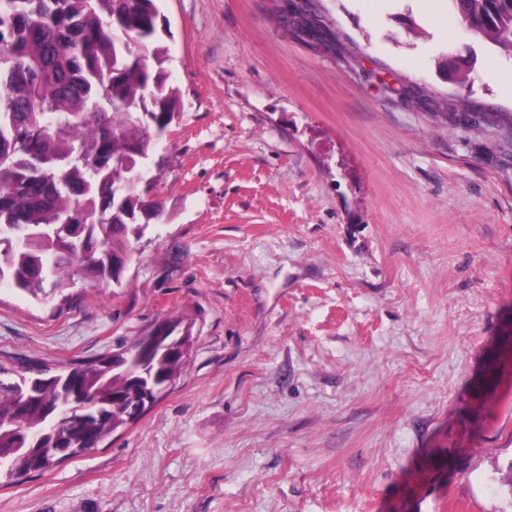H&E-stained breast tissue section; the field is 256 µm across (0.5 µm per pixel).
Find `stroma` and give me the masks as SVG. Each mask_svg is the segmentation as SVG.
I'll use <instances>...</instances> for the list:
<instances>
[{
    "label": "stroma",
    "instance_id": "obj_1",
    "mask_svg": "<svg viewBox=\"0 0 512 512\" xmlns=\"http://www.w3.org/2000/svg\"><path fill=\"white\" fill-rule=\"evenodd\" d=\"M292 4L327 37L283 0H161L167 218L122 291L0 290V365L169 320L194 344L137 424L0 512H512V57L446 0Z\"/></svg>",
    "mask_w": 512,
    "mask_h": 512
}]
</instances>
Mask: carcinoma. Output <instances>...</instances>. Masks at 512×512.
<instances>
[{
    "label": "carcinoma",
    "instance_id": "cac0c4a2",
    "mask_svg": "<svg viewBox=\"0 0 512 512\" xmlns=\"http://www.w3.org/2000/svg\"><path fill=\"white\" fill-rule=\"evenodd\" d=\"M159 0H0V288L46 300L79 282L123 287L121 271L164 209L144 199L146 165L174 121L180 90L164 69L169 34ZM476 36L512 56V0H448ZM443 71L459 80L458 55ZM187 358L152 335L111 355L8 381L0 365V472L59 464L43 402L65 397L90 421L71 456L97 448L163 393Z\"/></svg>",
    "mask_w": 512,
    "mask_h": 512
}]
</instances>
